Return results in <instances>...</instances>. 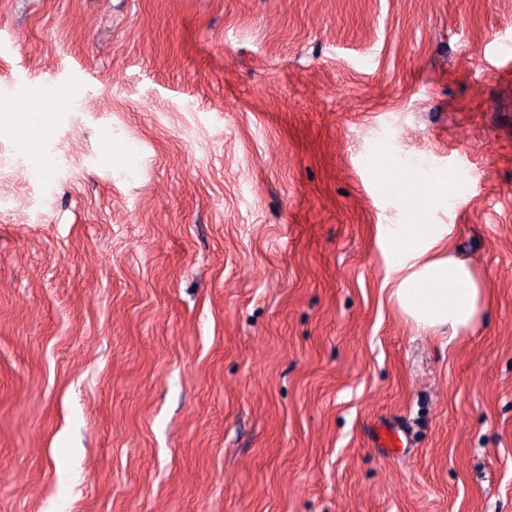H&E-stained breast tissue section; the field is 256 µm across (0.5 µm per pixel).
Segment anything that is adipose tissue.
<instances>
[{
  "instance_id": "adipose-tissue-1",
  "label": "adipose tissue",
  "mask_w": 512,
  "mask_h": 512,
  "mask_svg": "<svg viewBox=\"0 0 512 512\" xmlns=\"http://www.w3.org/2000/svg\"><path fill=\"white\" fill-rule=\"evenodd\" d=\"M447 224H385L380 228L394 274L391 300L416 327L447 330L449 340L473 332L483 313L487 287L471 264L445 251Z\"/></svg>"
}]
</instances>
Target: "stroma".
<instances>
[{
	"label": "stroma",
	"instance_id": "stroma-1",
	"mask_svg": "<svg viewBox=\"0 0 512 512\" xmlns=\"http://www.w3.org/2000/svg\"><path fill=\"white\" fill-rule=\"evenodd\" d=\"M1 39L49 122L40 170L0 125V512H512V0H0ZM460 174L450 344L379 227Z\"/></svg>",
	"mask_w": 512,
	"mask_h": 512
}]
</instances>
